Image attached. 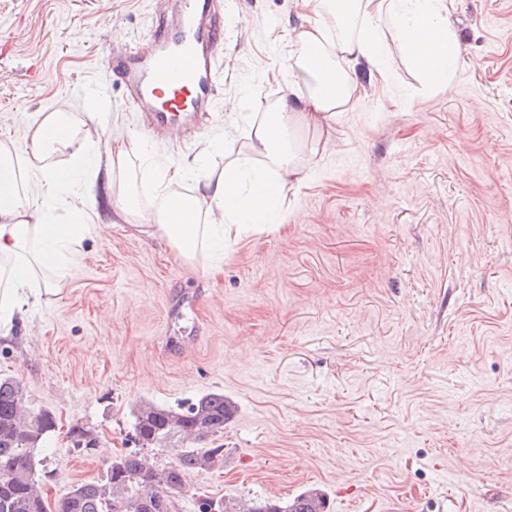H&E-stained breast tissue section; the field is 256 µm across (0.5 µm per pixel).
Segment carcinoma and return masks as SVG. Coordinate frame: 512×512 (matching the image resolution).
I'll list each match as a JSON object with an SVG mask.
<instances>
[{
  "instance_id": "1",
  "label": "carcinoma",
  "mask_w": 512,
  "mask_h": 512,
  "mask_svg": "<svg viewBox=\"0 0 512 512\" xmlns=\"http://www.w3.org/2000/svg\"><path fill=\"white\" fill-rule=\"evenodd\" d=\"M232 415L224 394L211 392L177 410L141 402L133 433L143 448L172 454L171 482L154 481L158 465L139 451L113 458L106 474L79 483L55 503V512H174L173 494L195 473L224 463V424ZM47 412L33 413L22 383L0 378V512H47L38 486L36 451L54 430ZM231 512H329L327 495L310 488L286 502L278 498L228 501Z\"/></svg>"
}]
</instances>
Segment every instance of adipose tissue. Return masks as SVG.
<instances>
[{"label": "adipose tissue", "instance_id": "1", "mask_svg": "<svg viewBox=\"0 0 512 512\" xmlns=\"http://www.w3.org/2000/svg\"><path fill=\"white\" fill-rule=\"evenodd\" d=\"M303 24L289 34L295 45L285 69V95L261 119L242 131L249 162H229L220 171L200 160L158 168L141 142L113 138L107 151L116 223L166 243L186 265L217 272L214 255L224 250L225 234L253 224H281L288 216L289 183L299 181L304 151L292 147L288 131L300 125L317 131L359 97L354 73L371 63L380 34L373 20H385L393 41L432 80L454 67L458 42L441 13L447 0H300ZM365 21L356 35L351 19ZM94 115L60 108L26 128L25 166L14 165L11 141L0 142V324L9 325L29 300L54 301L63 280L78 269L80 237L103 236L93 208L79 209L77 224L60 223L52 209L85 164L82 147L94 142ZM67 157L58 165L57 157ZM136 172H129L132 158ZM148 183L149 201L138 186Z\"/></svg>", "mask_w": 512, "mask_h": 512}]
</instances>
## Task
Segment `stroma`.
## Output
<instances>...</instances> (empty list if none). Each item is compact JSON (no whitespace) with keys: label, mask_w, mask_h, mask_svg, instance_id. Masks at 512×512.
Segmentation results:
<instances>
[{"label":"stroma","mask_w":512,"mask_h":512,"mask_svg":"<svg viewBox=\"0 0 512 512\" xmlns=\"http://www.w3.org/2000/svg\"><path fill=\"white\" fill-rule=\"evenodd\" d=\"M221 106L157 141L108 78L153 30L155 0H0V140L64 106L97 117L93 165L60 217L95 204L110 231L79 245L60 300L0 329V376L56 428L55 501L135 450L133 407L210 392L235 412L224 466L192 476L176 512L317 487L331 512H512V0H454L460 60L431 84L389 42L360 97L288 192V221L243 234L208 275L112 221L104 145L145 141L159 166L244 157L225 103L258 121L299 26L294 0H219ZM83 430L95 444L73 445Z\"/></svg>","instance_id":"obj_1"}]
</instances>
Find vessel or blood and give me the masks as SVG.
<instances>
[{
  "mask_svg": "<svg viewBox=\"0 0 512 512\" xmlns=\"http://www.w3.org/2000/svg\"><path fill=\"white\" fill-rule=\"evenodd\" d=\"M161 2L151 36L134 51L114 53L109 69L121 77L143 125L162 139L215 108L224 20L212 13L210 0Z\"/></svg>",
  "mask_w": 512,
  "mask_h": 512,
  "instance_id": "1",
  "label": "vessel or blood"
}]
</instances>
